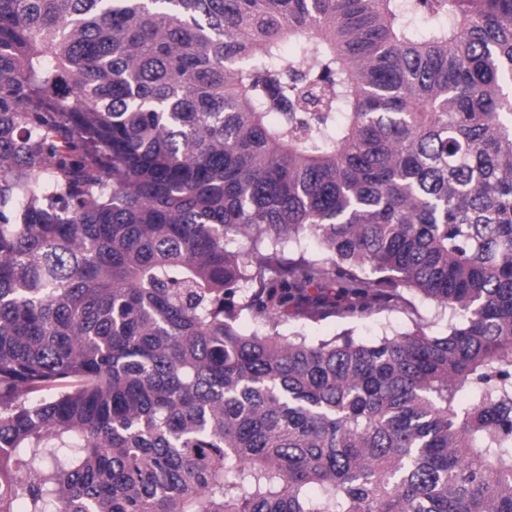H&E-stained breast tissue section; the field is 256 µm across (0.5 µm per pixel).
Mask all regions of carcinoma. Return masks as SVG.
Returning a JSON list of instances; mask_svg holds the SVG:
<instances>
[{
	"instance_id": "carcinoma-1",
	"label": "carcinoma",
	"mask_w": 512,
	"mask_h": 512,
	"mask_svg": "<svg viewBox=\"0 0 512 512\" xmlns=\"http://www.w3.org/2000/svg\"><path fill=\"white\" fill-rule=\"evenodd\" d=\"M19 504L512 512V0H0ZM414 309L401 308L384 310L372 315L353 318H329L319 324H306L301 321H289L280 327L285 334L298 331L310 341L328 339L350 329L359 342L367 343L382 336L406 332L413 327L414 320L429 323L431 330L442 333L448 326V313L441 314L434 305L419 299L414 300Z\"/></svg>"
}]
</instances>
